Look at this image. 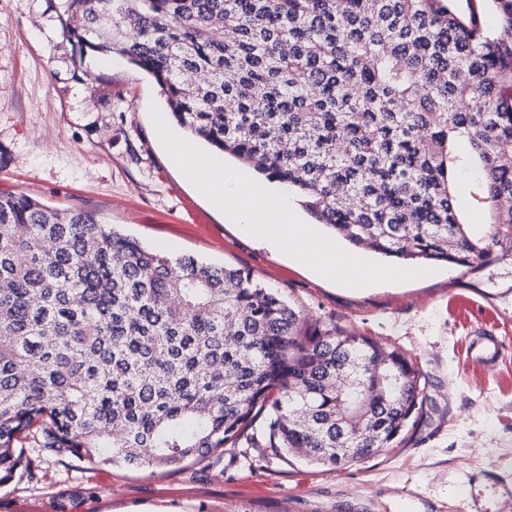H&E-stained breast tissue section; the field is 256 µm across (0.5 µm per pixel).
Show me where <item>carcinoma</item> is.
<instances>
[{
    "mask_svg": "<svg viewBox=\"0 0 512 512\" xmlns=\"http://www.w3.org/2000/svg\"><path fill=\"white\" fill-rule=\"evenodd\" d=\"M68 36L151 74L177 123L288 185L354 248L476 268L512 250V0H69ZM494 27L476 26L487 12ZM231 36H224V30ZM479 172L475 237L456 181ZM243 269L0 195V484L30 440L165 469L237 444L336 468L422 418L420 370L365 336L299 335Z\"/></svg>",
    "mask_w": 512,
    "mask_h": 512,
    "instance_id": "cac0c4a2",
    "label": "carcinoma"
}]
</instances>
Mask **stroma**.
Instances as JSON below:
<instances>
[{
    "label": "stroma",
    "instance_id": "35a3bbf8",
    "mask_svg": "<svg viewBox=\"0 0 512 512\" xmlns=\"http://www.w3.org/2000/svg\"><path fill=\"white\" fill-rule=\"evenodd\" d=\"M66 0H0V193L84 208L145 246L242 268L290 302L302 334L336 329L398 350L428 379L424 416L395 447L337 469L246 442L143 470L26 446L0 512H461L456 481L512 451V251L475 270L346 288L246 238L163 149L155 80L63 31ZM498 336L473 361L478 328ZM475 338L470 342V354L475 361L490 365L499 357V342L496 336H491L489 331L479 330Z\"/></svg>",
    "mask_w": 512,
    "mask_h": 512
}]
</instances>
